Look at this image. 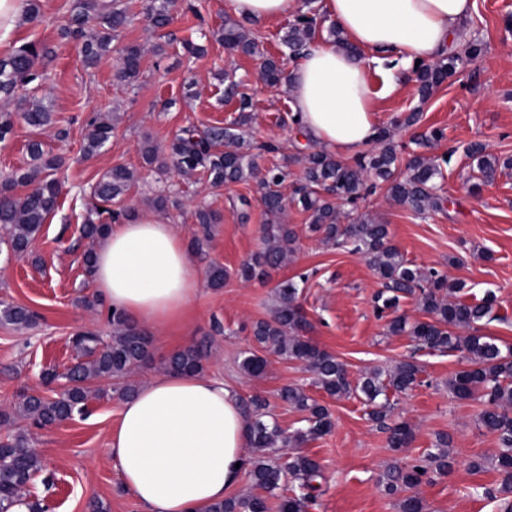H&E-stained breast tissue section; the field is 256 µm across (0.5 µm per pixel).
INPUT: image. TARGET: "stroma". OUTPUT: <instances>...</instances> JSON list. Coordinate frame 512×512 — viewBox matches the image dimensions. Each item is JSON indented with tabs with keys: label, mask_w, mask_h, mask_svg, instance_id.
<instances>
[{
	"label": "stroma",
	"mask_w": 512,
	"mask_h": 512,
	"mask_svg": "<svg viewBox=\"0 0 512 512\" xmlns=\"http://www.w3.org/2000/svg\"><path fill=\"white\" fill-rule=\"evenodd\" d=\"M99 2L124 9L130 22L97 66L85 67L78 44L59 35L75 0H38L40 22H22L11 39L15 46L48 43L55 54L37 65L43 81L18 89L16 97L1 99L0 112L17 111L21 97H36L51 103L53 122L35 129L16 121L9 139L0 143V178L28 168L27 145L33 140L65 163L56 173L62 185L59 207L28 251L15 255L0 250V307L21 305L38 315L30 328L0 321V408L16 404L23 392L54 397L59 384L46 382L44 374L52 371L59 377L74 364L73 336L94 330L106 338L112 332L107 307L90 311L82 304L95 288L82 264L84 251L93 243L83 238L80 226L92 186L104 172L121 165L137 177L124 197L125 210L149 209L156 191L167 185L178 204L166 215L185 240L199 234L194 220L198 207H210L223 216L208 247L194 255L198 292L186 336L175 342L165 330L150 332L152 359L137 370L135 383L161 373L163 361L175 351L201 344L207 351L204 375L224 381L241 401L265 399L275 421L288 432L303 427L304 414L278 393L288 385L303 387L328 407L333 419L329 433L302 446L303 453L321 465L320 489L307 512H400V494L385 492L381 476L390 467L434 451L441 433L452 438L453 466L451 473L430 475L417 487L429 512H504L498 473L489 466L480 471L471 467L473 461L491 459L500 450L496 436L478 423L482 405L454 398L445 386L448 377L465 366L462 352L441 353L418 347L408 335L389 334L387 317L375 310L374 296L382 285L366 261L347 250L325 247L311 231L306 213L293 204L286 208L296 234L291 260L269 281L242 282L237 271L261 248V228L267 221L254 181L215 187L202 171L184 176L172 169L162 179L144 165V138L164 149L183 127L203 131L237 119L238 99L224 95L231 79L252 102L248 141L275 146L274 152L258 157L259 167L287 166L290 175L281 187L286 196L301 176L293 158L312 151L313 145L293 124L283 85L265 83L255 59L227 52L219 41L224 0H194V14L186 11L184 0H175L172 22L162 32L147 22L144 0ZM291 24L288 17L244 23L266 55L286 71L294 62L285 44ZM463 28L483 51L477 59L465 61L427 101L418 97L415 74L400 78L397 88L388 92L384 81L389 63L372 65L370 71L379 125L392 128L395 142L409 143L413 133L393 129L394 118L416 109L422 112L421 129L443 130V139L414 146L415 153L442 168L437 190L444 199L441 209L416 213L391 200L382 183L359 202L358 210L388 224L392 243L408 262L435 269L449 283L460 285L458 300L473 303L494 293L496 304L480 331L512 346V167L499 168L487 182L464 152L467 144L480 142L490 154L512 158V0H475ZM186 39L205 45V56H190L182 46ZM130 44L142 49L140 75L133 87L115 77L121 51ZM98 114L114 130L105 147L88 157L83 153L87 121ZM213 264L227 273L223 288L208 285L207 270ZM302 274L308 277L298 300L307 319L305 335L336 355L350 380L407 358L420 365L419 383L407 392L389 394L394 420L406 421L414 433L402 452L388 447L386 432L369 419L361 395L329 397L300 362L284 360L254 342L252 325L270 317L275 284ZM247 351L266 359L263 375L242 372L240 362ZM89 389L84 413L50 428L18 417L0 425V438L27 434L42 461L41 472L29 485V497L39 500L47 512H85L93 498L103 503L105 512H141L107 456L110 427L118 420L122 400L102 390L99 382H91Z\"/></svg>",
	"instance_id": "stroma-1"
}]
</instances>
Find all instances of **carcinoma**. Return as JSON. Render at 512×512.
<instances>
[{
  "mask_svg": "<svg viewBox=\"0 0 512 512\" xmlns=\"http://www.w3.org/2000/svg\"><path fill=\"white\" fill-rule=\"evenodd\" d=\"M170 4L171 0H146L145 17L153 28L162 29L169 25ZM92 18L96 20L97 31L89 35L86 25ZM127 23L128 16L123 9L114 6L103 11L98 0H77L69 24L60 30V37L81 42L83 62L87 67H93L108 51L115 33ZM319 24L320 18L312 7V0H303L286 39L290 51L297 54L312 41ZM221 41L225 49L258 60L269 85L280 83L282 72L277 62L260 51L256 39L236 19L225 18ZM480 52V43L472 41L459 52H451L432 64L416 66L421 99L429 98L449 75L455 73L463 58ZM53 53L54 50L45 44L28 42L0 58V94L11 96L19 86L41 78L35 69L36 62ZM141 56L139 46H126L121 65L115 73L116 79L129 86L134 85L140 75ZM225 92L229 98L239 97V120L229 125L211 126L202 134L191 128L182 130L168 146L167 161L160 160V148L147 138L142 159L146 165H155L161 172L170 165L182 174L202 169L214 187L255 179L256 193L268 217V222L262 225L264 245L242 263L238 275L244 281L267 279L288 262L293 252L290 245L295 242L293 229L283 222L284 200L275 190L288 173L273 168L257 176L256 155L240 130L251 102L245 95L238 94L237 84L233 81L229 82ZM19 116L31 127L48 126L53 120L52 106L35 97L25 99L20 102ZM88 126L83 152L92 155L109 142L112 126L96 117L91 118ZM377 143L376 151L358 157L352 164L325 150L294 158L302 166V183L295 191L292 203L308 213L311 230L321 234L324 244L348 248L365 258L386 289L377 295V300L381 301L378 309H394L400 298L405 296L418 298L429 320L410 324L404 317L395 316L387 324L390 334H407L419 346L430 350L466 353V366L448 377V391L460 400L481 401L483 409L478 416L479 424L495 435L500 443V451L491 461L500 475L498 492L510 497L512 347L501 345L479 331V324L491 314L496 298L489 293L479 303L451 300L449 293L456 292V289L437 272L424 271L408 263L391 242L388 225L369 214L342 210V207H352L370 194L378 180L386 183L392 200L409 205L419 214L440 207L436 179L441 176V170L434 160L413 154L405 165V171L399 172L397 145L392 133L380 131ZM466 152L477 161L480 173L487 179L494 177L499 166L512 165L511 159L501 162L490 156L480 142L470 143ZM28 153L32 161L30 169L0 181V228L6 231V244L14 253L28 249L47 218L57 209L60 198L55 172L62 165V159L46 153L37 141L28 144ZM133 181V172L124 166H115L103 174L92 191L96 204L88 211L82 225L84 237H103L113 222L126 215L120 208L110 209V205L121 202ZM32 182L35 187L30 193L16 196L14 190L17 186ZM195 220L207 241L214 225L221 222V216L207 207H199L195 211ZM299 288L300 284L294 280L275 286L274 310L270 318L254 323V340L285 360L301 362L315 374V385L330 397L361 393L365 405L370 407V418L388 433V447L396 451L408 447L413 438L412 429L404 421H390L393 407L387 391L403 392L414 386L421 373L420 366L411 359L403 360L387 370L375 369L363 376L359 383L352 384L344 363L300 335L305 323L298 304ZM0 319L29 327L35 324L36 315L25 307L7 306L0 309ZM108 323L112 325V336L106 342L90 331L81 332L74 338L81 360L68 372L67 387L63 391L51 399L22 393L13 409L0 412V419L8 421L13 416L25 417L40 428L69 420L74 413L84 410L87 400L85 383L90 379L111 380L119 397L126 399L132 396L136 385L130 377L137 367L151 359L150 342L142 330L117 311L108 312ZM204 359L203 345H194L173 353L164 366L165 370L173 373L199 374L204 369ZM241 367L246 375L257 377L264 373L266 360L246 351ZM279 397L306 413V426L291 433L284 432L276 421L268 419L266 401L253 399L250 444L262 454L249 460V468L259 492L216 503L210 512H268L267 500L280 487L282 467L271 462L267 454L275 448H298L308 440L331 431L333 421L329 409L304 389L288 386L280 390ZM451 447L450 435L440 434L436 452L410 465L386 471L383 484L388 493L412 491L400 502L401 512H426L422 498L413 489L421 485L431 472L448 474L452 468ZM40 471L39 456L29 448L26 436L19 434L0 440V512H12L18 505L26 506L27 512H45L40 502H31L23 496L29 482ZM288 472L299 481L301 493L281 498L279 512H305L306 503L316 490L314 482L320 476V465L312 457L297 452L288 455Z\"/></svg>",
  "mask_w": 512,
  "mask_h": 512,
  "instance_id": "obj_1",
  "label": "carcinoma"
}]
</instances>
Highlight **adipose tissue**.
<instances>
[{
  "mask_svg": "<svg viewBox=\"0 0 512 512\" xmlns=\"http://www.w3.org/2000/svg\"><path fill=\"white\" fill-rule=\"evenodd\" d=\"M475 0H320L327 23L342 32L314 40L287 74L294 116L309 141L353 156L378 135L369 63L410 68L432 63L461 41ZM235 17L296 15L300 0H226ZM364 57L346 52V45ZM98 296L135 324L186 327L197 293L196 263L183 236L159 213H133L112 225L95 251ZM251 418L224 381L160 373L123 402L108 454L143 512H209L248 462Z\"/></svg>",
  "mask_w": 512,
  "mask_h": 512,
  "instance_id": "obj_1",
  "label": "adipose tissue"
}]
</instances>
